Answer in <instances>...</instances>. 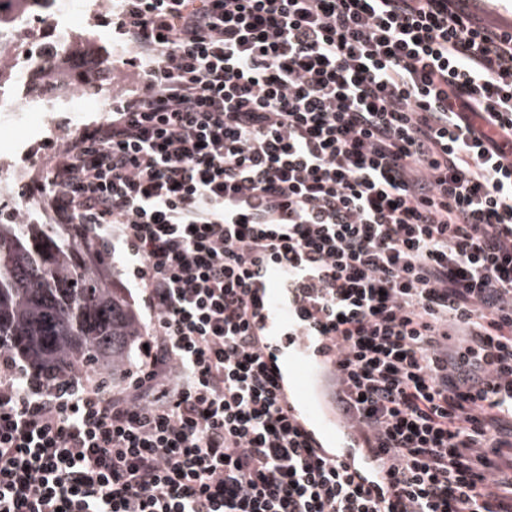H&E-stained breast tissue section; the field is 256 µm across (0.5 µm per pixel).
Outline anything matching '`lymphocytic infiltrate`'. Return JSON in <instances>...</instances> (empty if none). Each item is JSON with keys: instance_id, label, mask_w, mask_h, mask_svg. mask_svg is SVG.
Segmentation results:
<instances>
[{"instance_id": "obj_1", "label": "lymphocytic infiltrate", "mask_w": 512, "mask_h": 512, "mask_svg": "<svg viewBox=\"0 0 512 512\" xmlns=\"http://www.w3.org/2000/svg\"><path fill=\"white\" fill-rule=\"evenodd\" d=\"M470 3L121 0L140 88L32 181L124 248L145 348L119 394L0 357V512H512V34ZM268 263L387 486L290 417Z\"/></svg>"}]
</instances>
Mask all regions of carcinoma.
Segmentation results:
<instances>
[{
    "instance_id": "obj_1",
    "label": "carcinoma",
    "mask_w": 512,
    "mask_h": 512,
    "mask_svg": "<svg viewBox=\"0 0 512 512\" xmlns=\"http://www.w3.org/2000/svg\"><path fill=\"white\" fill-rule=\"evenodd\" d=\"M53 0H0V29ZM0 50V87L18 80L12 57ZM50 80L71 91L81 85L72 57H61ZM112 260L84 224L0 222V338L5 352L34 377L57 380L93 364L123 381L142 326L121 288L106 274Z\"/></svg>"
}]
</instances>
